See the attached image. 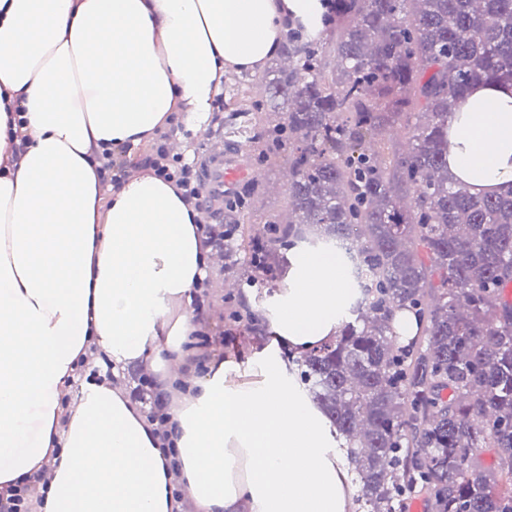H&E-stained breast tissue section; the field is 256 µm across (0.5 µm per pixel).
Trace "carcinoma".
<instances>
[{
  "label": "carcinoma",
  "mask_w": 512,
  "mask_h": 512,
  "mask_svg": "<svg viewBox=\"0 0 512 512\" xmlns=\"http://www.w3.org/2000/svg\"><path fill=\"white\" fill-rule=\"evenodd\" d=\"M332 2L322 30L288 29L269 97L238 92L292 178L261 228L248 204L224 215V275L283 288L290 249L346 267L336 338L292 364L345 440L358 512L415 494L429 512H512V191L473 194L448 171L471 91L512 89V0ZM396 308L416 318L406 345Z\"/></svg>",
  "instance_id": "cac0c4a2"
}]
</instances>
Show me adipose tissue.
<instances>
[{
	"label": "adipose tissue",
	"instance_id": "obj_1",
	"mask_svg": "<svg viewBox=\"0 0 512 512\" xmlns=\"http://www.w3.org/2000/svg\"><path fill=\"white\" fill-rule=\"evenodd\" d=\"M324 0H0V490L43 477L44 512H349L352 475L280 356L333 339L351 288L335 254H289L273 337L197 376L199 212L150 171L103 184L102 147L135 153L172 113L199 130L227 70L280 54ZM453 121L451 169L512 190V92ZM25 125L27 140L15 138ZM149 364L172 449L121 381L71 390L91 351ZM183 488L174 501V485Z\"/></svg>",
	"mask_w": 512,
	"mask_h": 512
}]
</instances>
